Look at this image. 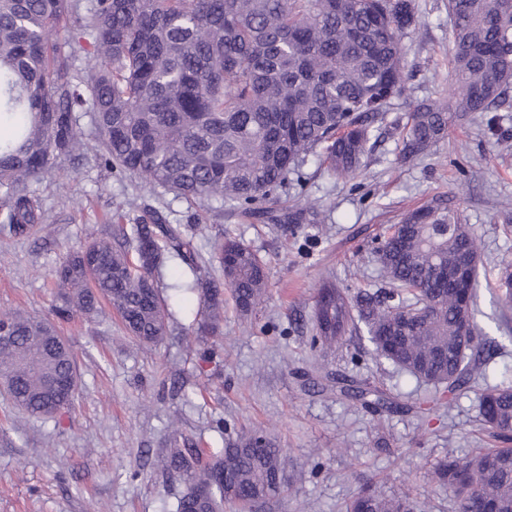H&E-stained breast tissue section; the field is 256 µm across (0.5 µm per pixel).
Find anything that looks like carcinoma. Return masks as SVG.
Returning <instances> with one entry per match:
<instances>
[{
    "label": "carcinoma",
    "instance_id": "1",
    "mask_svg": "<svg viewBox=\"0 0 512 512\" xmlns=\"http://www.w3.org/2000/svg\"><path fill=\"white\" fill-rule=\"evenodd\" d=\"M450 100L421 102L408 115L402 155L413 159L448 135V112H495L512 85V0H448ZM416 27L413 0H0V224L26 236L55 223L33 184L56 159L81 154L89 115L104 166L187 201L228 207L279 224L288 174L316 157L333 175L353 177L373 150L376 123L406 91L405 39ZM95 63L81 68L80 53ZM182 248L179 229L141 207L131 229L93 239L53 270L57 316H91L107 303L146 344L166 333L153 278L161 240ZM236 306L263 299L267 272L247 245L214 246ZM391 288L352 296L324 283L315 300L314 340L336 345L363 332L385 360L435 393L463 395L486 376V336L475 320L478 243L460 213L429 204L404 214L374 252ZM180 290L202 308L199 336L219 332L221 289L197 275ZM463 269L453 288L444 271ZM16 339L0 346V379L13 403L48 418L69 407L50 380L76 372L74 356L47 320L1 315ZM343 394L376 412L391 408L378 390ZM478 419L512 440V384L476 391ZM203 462L194 448L166 449V465L186 485L176 512H240L285 485L280 449L250 431ZM430 480L459 499L460 512H512V448H484L436 460ZM346 512H415L406 495L361 487Z\"/></svg>",
    "mask_w": 512,
    "mask_h": 512
}]
</instances>
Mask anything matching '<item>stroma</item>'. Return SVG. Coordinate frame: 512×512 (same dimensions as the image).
<instances>
[{
	"label": "stroma",
	"mask_w": 512,
	"mask_h": 512,
	"mask_svg": "<svg viewBox=\"0 0 512 512\" xmlns=\"http://www.w3.org/2000/svg\"><path fill=\"white\" fill-rule=\"evenodd\" d=\"M417 25L407 39L408 79L381 126L361 174L339 179L308 162L288 177V202L300 223L259 224L233 210L214 211L104 168L96 150L58 159L36 193L55 223L16 237L0 225V314L52 318L50 272L66 253L93 237L112 236L118 210L132 204L165 215L196 254L201 276L221 280L211 261L216 240L239 239L266 264L268 288L247 316L232 296L214 336L192 329L197 298L175 297L185 274L167 244L156 271L168 305L167 333L156 346L131 337L110 309L56 326L76 360L71 407L38 419L13 405L0 387V512H175L183 489L164 470L165 448H221L260 429L281 450L288 481L259 512H344L358 488L373 483L388 495L410 494L417 512H458L453 493L432 485L439 457L464 458L500 447L481 429L475 394L427 411L375 414L319 391L336 375L370 380L402 404L422 403L429 386L389 364H376L367 339L336 347L314 343V296L329 279L349 293L386 282L374 261L379 236L405 212L440 203L457 210L479 243L476 321L489 334L493 383H512V303L498 273L512 264V108L452 117L447 138L425 155L403 160L393 123L424 100L445 101L453 87L448 65V0H415ZM303 479H296L297 470Z\"/></svg>",
	"instance_id": "1"
}]
</instances>
